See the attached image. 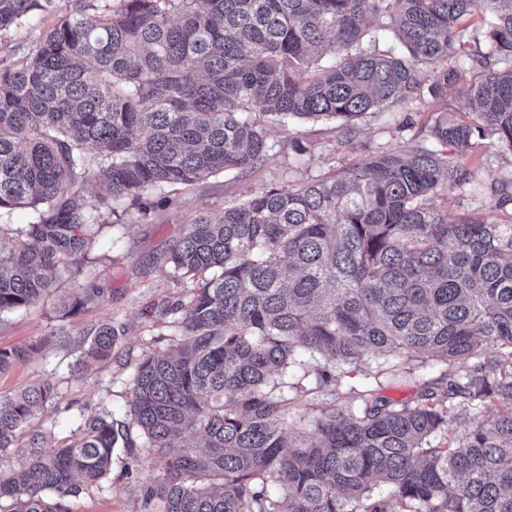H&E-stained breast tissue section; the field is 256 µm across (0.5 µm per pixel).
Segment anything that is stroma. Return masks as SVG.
Returning a JSON list of instances; mask_svg holds the SVG:
<instances>
[{"label": "stroma", "mask_w": 512, "mask_h": 512, "mask_svg": "<svg viewBox=\"0 0 512 512\" xmlns=\"http://www.w3.org/2000/svg\"><path fill=\"white\" fill-rule=\"evenodd\" d=\"M53 22V15L48 14L40 25L0 34V66L20 63ZM431 113L430 107L415 102L403 112L367 115L351 143L340 137L332 122L300 120L272 127L269 136L274 148L256 168L217 175L184 190L165 189L167 204L126 223L104 226L95 249L73 259L72 272L57 278L54 296L0 319V347L39 346L26 362L0 375V396L47 379L54 382L56 400L31 424L51 428L58 438L72 435L79 410L87 406L107 407L116 419H124L132 361L147 351L172 346L173 310L191 298L190 282L172 278L165 259L197 216H219L225 206L266 185L288 179L304 182L341 170L370 151L403 150ZM472 158L479 168V183L488 185L512 177V151L492 138L476 140ZM92 279L107 288L109 302L91 304L76 316L62 317L58 298L76 294ZM105 319L121 331L113 355L105 361L85 363L84 333ZM156 468V463L145 457L137 466H128L123 450H116L111 473L73 498L69 506L72 512H134L137 486L149 481Z\"/></svg>", "instance_id": "stroma-1"}]
</instances>
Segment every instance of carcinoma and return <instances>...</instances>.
<instances>
[{
  "label": "carcinoma",
  "mask_w": 512,
  "mask_h": 512,
  "mask_svg": "<svg viewBox=\"0 0 512 512\" xmlns=\"http://www.w3.org/2000/svg\"><path fill=\"white\" fill-rule=\"evenodd\" d=\"M55 0H0V33L39 23ZM19 65L0 67V317L53 292L59 267L165 187L252 169L274 148L252 118L338 124L448 98L402 152L271 184L198 217L170 250L196 281L177 343L133 365L127 420L85 408L66 442L28 436L27 471L0 470V512H71L115 449L157 461L136 512H512V220L452 222L430 201L476 180V136L512 151V0H69ZM488 19L485 45L470 21ZM393 32L403 52L379 48ZM107 196L92 190L98 176ZM512 201V180L485 190ZM88 283L64 314L103 302ZM118 330L87 331V358ZM37 344L0 348V373ZM372 354L440 366L417 396L380 394ZM363 367L367 382L296 420L292 365ZM56 397L43 381L0 400V452ZM474 410L448 445L460 401ZM492 414L482 415L481 407ZM196 433L205 450L186 444Z\"/></svg>",
  "instance_id": "carcinoma-1"
}]
</instances>
